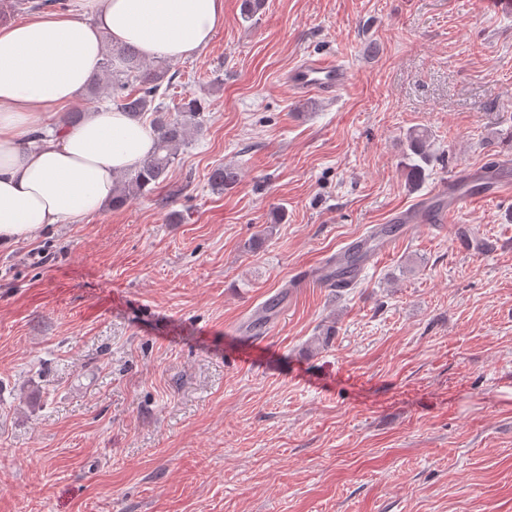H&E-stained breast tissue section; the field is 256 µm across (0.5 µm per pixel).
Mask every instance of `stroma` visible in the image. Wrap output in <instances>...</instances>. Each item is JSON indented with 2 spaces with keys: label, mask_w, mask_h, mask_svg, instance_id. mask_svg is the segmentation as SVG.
Masks as SVG:
<instances>
[{
  "label": "stroma",
  "mask_w": 512,
  "mask_h": 512,
  "mask_svg": "<svg viewBox=\"0 0 512 512\" xmlns=\"http://www.w3.org/2000/svg\"><path fill=\"white\" fill-rule=\"evenodd\" d=\"M240 2L171 63L206 112L167 181L0 246V512H512V197L407 225L354 287L314 277L457 168L512 161V16ZM319 55L348 85L296 98ZM407 151L405 155V176L412 186H418L426 176L425 172L431 165V156L424 149L423 134L410 133L406 137Z\"/></svg>",
  "instance_id": "35a3bbf8"
}]
</instances>
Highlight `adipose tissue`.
I'll return each instance as SVG.
<instances>
[{
	"label": "adipose tissue",
	"instance_id": "adipose-tissue-1",
	"mask_svg": "<svg viewBox=\"0 0 512 512\" xmlns=\"http://www.w3.org/2000/svg\"><path fill=\"white\" fill-rule=\"evenodd\" d=\"M0 26V244L102 214L118 175L151 152L148 125L112 109L47 120L82 99L106 45L180 59L224 24V0H79Z\"/></svg>",
	"mask_w": 512,
	"mask_h": 512
}]
</instances>
